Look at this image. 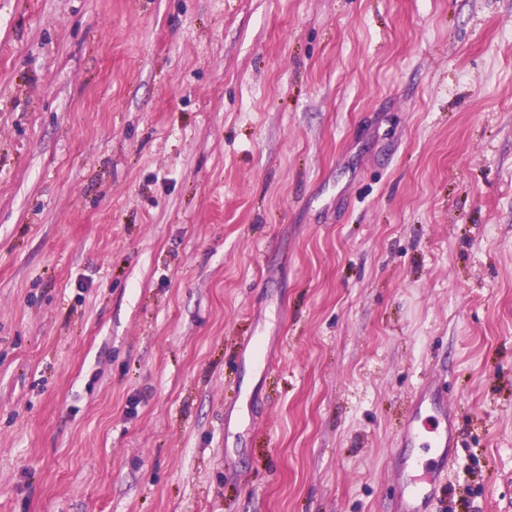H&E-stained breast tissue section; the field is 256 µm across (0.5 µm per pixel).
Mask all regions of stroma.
<instances>
[{
  "instance_id": "obj_1",
  "label": "stroma",
  "mask_w": 512,
  "mask_h": 512,
  "mask_svg": "<svg viewBox=\"0 0 512 512\" xmlns=\"http://www.w3.org/2000/svg\"><path fill=\"white\" fill-rule=\"evenodd\" d=\"M427 380L512 512V0H0V512H392Z\"/></svg>"
}]
</instances>
